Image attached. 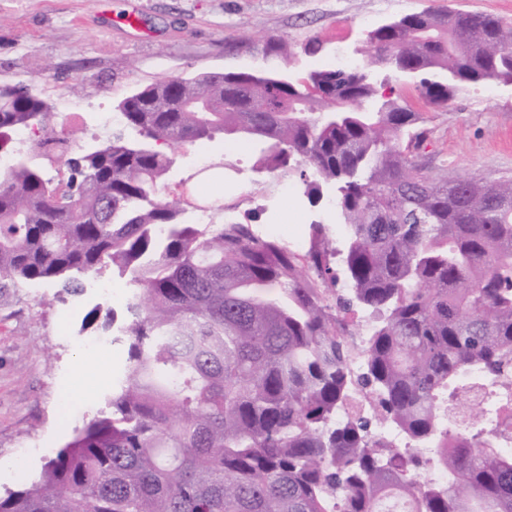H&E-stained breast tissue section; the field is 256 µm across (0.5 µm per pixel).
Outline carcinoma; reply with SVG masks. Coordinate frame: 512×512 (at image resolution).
<instances>
[{"label":"carcinoma","mask_w":512,"mask_h":512,"mask_svg":"<svg viewBox=\"0 0 512 512\" xmlns=\"http://www.w3.org/2000/svg\"><path fill=\"white\" fill-rule=\"evenodd\" d=\"M371 63L442 108L471 85L512 83V24L427 9L367 35ZM122 129L87 148L48 128L51 107L0 85V280L112 266L135 290L118 324L128 368L112 415L92 421L0 512H512V454L485 420L455 434L442 412L471 370L512 388V177H430L421 113L377 100L362 69L305 78L247 71L169 77L117 105ZM20 129L35 137L15 150ZM258 140L257 170L322 186L342 249L309 224L304 258L252 224L198 230L166 198L175 150ZM57 163L49 175L42 161ZM341 256L346 288L336 286ZM370 312L360 352L339 312ZM369 408L346 415L353 396ZM448 470L430 483L419 469Z\"/></svg>","instance_id":"obj_1"}]
</instances>
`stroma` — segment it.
Segmentation results:
<instances>
[{"label": "stroma", "instance_id": "1", "mask_svg": "<svg viewBox=\"0 0 512 512\" xmlns=\"http://www.w3.org/2000/svg\"><path fill=\"white\" fill-rule=\"evenodd\" d=\"M429 8L512 24V0H0V84L21 83L45 98L54 129L106 140L119 127L117 102L137 87L207 72L303 77L344 63L368 67L367 31ZM132 9L140 13L136 29L125 21ZM272 36L283 37L290 54H265ZM73 84L78 94L69 93ZM422 127L428 136L418 160L428 175L512 174V84L467 87L448 107L425 109ZM257 150L250 139H218L179 155L169 192L187 200L186 223L201 230L252 224L298 254L312 222L341 239L334 187L311 206L299 181L256 173ZM213 163L233 180L225 190L206 179L203 167ZM217 193L223 209L195 210ZM83 282L78 297L53 281L0 289V460L11 463L0 469V495L37 478L92 419L112 411L127 344L82 320L96 307L123 313L133 287L108 268Z\"/></svg>", "mask_w": 512, "mask_h": 512}]
</instances>
